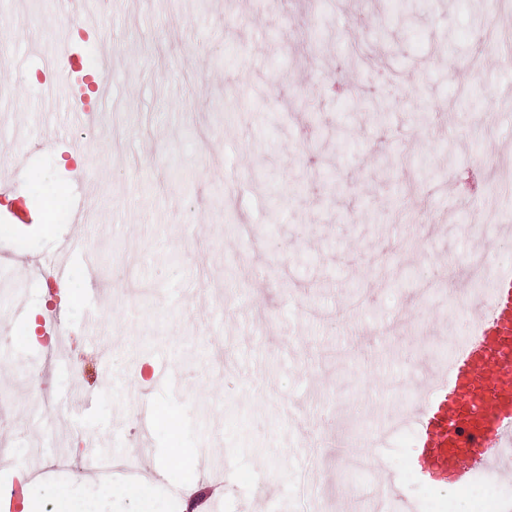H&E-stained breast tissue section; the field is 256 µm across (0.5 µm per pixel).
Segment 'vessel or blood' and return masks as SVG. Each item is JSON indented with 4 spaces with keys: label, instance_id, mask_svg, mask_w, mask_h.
<instances>
[{
    "label": "vessel or blood",
    "instance_id": "vessel-or-blood-1",
    "mask_svg": "<svg viewBox=\"0 0 512 512\" xmlns=\"http://www.w3.org/2000/svg\"><path fill=\"white\" fill-rule=\"evenodd\" d=\"M63 60L70 73L44 88L43 105L54 112L69 103L71 125L83 128L90 113L108 99L109 88L104 80L82 73L80 58L67 40L43 64L54 72ZM94 262L86 242L72 236L58 241L48 266L63 283L75 268L92 272ZM424 382V394L413 407V446L419 453L415 475H442L462 489L512 463L511 266L491 271L488 293L477 306L469 334L454 346L447 366L425 372ZM487 443L493 453H482Z\"/></svg>",
    "mask_w": 512,
    "mask_h": 512
}]
</instances>
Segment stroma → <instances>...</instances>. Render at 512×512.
<instances>
[{
    "label": "stroma",
    "instance_id": "stroma-1",
    "mask_svg": "<svg viewBox=\"0 0 512 512\" xmlns=\"http://www.w3.org/2000/svg\"><path fill=\"white\" fill-rule=\"evenodd\" d=\"M95 2L104 33L82 46V66L98 70L107 45L110 102L89 131L97 151L80 157L63 113L40 107L35 74L58 42L50 0H0L17 43L0 109L34 136L63 129L0 165L30 212L55 206L50 224L0 223V326L17 294L37 318L48 304L12 250L50 258L85 182L103 212L84 230L96 278L74 272L57 310L90 397L52 410L77 381L19 328L0 345V397L12 401L0 458L66 448L77 426L114 458L177 448L186 465L137 489L116 474L108 491L80 461L51 467L25 490L33 512H173L175 488L212 484L203 453L229 488L221 512H386V475L420 512L444 497L468 512L447 481L411 473L420 392L406 363L445 362L469 331L465 301L484 284L463 279L457 258L492 236L488 268L512 266V217H465L497 201L490 175L512 154L500 106L512 67L480 40L512 33V14L489 0ZM477 56L484 68L465 72ZM411 195L423 223H392ZM164 365L177 389L152 383Z\"/></svg>",
    "mask_w": 512,
    "mask_h": 512
}]
</instances>
